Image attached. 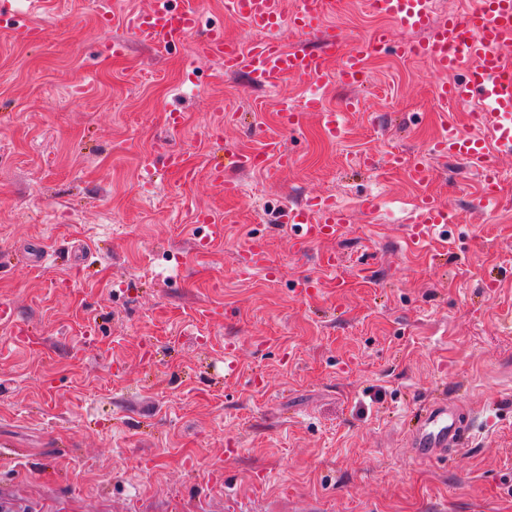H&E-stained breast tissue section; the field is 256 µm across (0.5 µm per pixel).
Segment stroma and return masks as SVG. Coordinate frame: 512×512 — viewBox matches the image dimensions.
<instances>
[{
    "label": "stroma",
    "mask_w": 512,
    "mask_h": 512,
    "mask_svg": "<svg viewBox=\"0 0 512 512\" xmlns=\"http://www.w3.org/2000/svg\"><path fill=\"white\" fill-rule=\"evenodd\" d=\"M84 2L16 0L0 32V302L15 312L0 323V512H512V205L487 212L461 158L433 159L421 186L359 165L426 157L441 118L464 122L436 108L439 73L378 51L363 88L324 79L327 106L361 99L334 142L313 112L277 124L304 80L264 90L136 37L123 18L151 0H119L107 26ZM32 24L43 42L21 38ZM382 25L340 0L285 43ZM113 39L125 57L100 63ZM269 135L292 166L235 173L237 199L210 184L211 165ZM172 151L192 177L167 172ZM424 193L457 221L415 248ZM316 195L349 222L302 248L279 216ZM201 211L224 225L202 256ZM252 240L276 279L240 275ZM331 252L340 274L320 264ZM307 278L318 292L301 294ZM442 393L470 414L469 443L416 458L404 423Z\"/></svg>",
    "instance_id": "stroma-1"
}]
</instances>
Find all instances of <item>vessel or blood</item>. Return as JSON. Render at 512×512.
<instances>
[{
    "mask_svg": "<svg viewBox=\"0 0 512 512\" xmlns=\"http://www.w3.org/2000/svg\"><path fill=\"white\" fill-rule=\"evenodd\" d=\"M371 6L378 16L401 27L424 31L422 40L401 44L402 54L432 64L444 76L464 71L463 80L448 83L443 78L436 82L433 96L440 106L451 103L469 108L472 129L466 132L454 124L442 123V132L429 151L440 157L468 159L481 173L483 196L501 205L500 173L492 163L490 148L512 149V57L505 53L512 46V0H473L468 12L449 15L442 22L434 19L436 0H371ZM225 8L245 19L250 27L265 31V39L244 47L228 38L223 28L212 27L193 45L192 56L220 60L225 72L244 75L255 86L270 91L291 77L315 83L327 75L344 86L363 87L371 54L391 48L390 32L384 28L343 45L329 43L322 50L285 45L281 31L295 36L319 33L334 13L336 0H305L300 10L289 14L283 10L282 0H225ZM199 15L197 0H184L178 8L171 0H151L148 11L127 16L125 24L136 36L167 46L184 42L195 32ZM307 107L316 112L324 136L332 140L342 137V112L325 107L316 94L309 96ZM273 157L284 168L293 162L279 139L272 137L262 149L233 152L227 166L209 168L207 177L225 197L236 198L241 196L242 188L225 179V169L261 170ZM386 163L392 170L410 172L419 182H428L432 175L429 162L409 159L400 152L390 153ZM348 220L347 212L328 197L285 209L281 214L282 223L295 228L296 240L302 246L332 236ZM453 221V214L432 195H421L414 202L410 240L416 245L426 242L437 227ZM238 265L245 273L275 274L265 245L255 241L240 253ZM470 429V422L462 418L455 403L439 401L418 415L409 430L410 446L420 459L447 456L463 446Z\"/></svg>",
    "mask_w": 512,
    "mask_h": 512,
    "instance_id": "obj_1",
    "label": "vessel or blood"
}]
</instances>
